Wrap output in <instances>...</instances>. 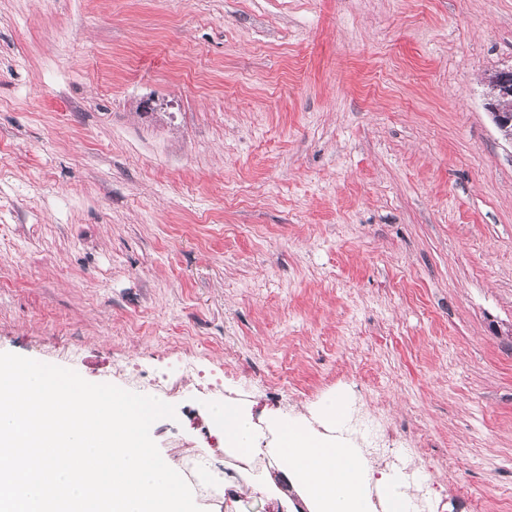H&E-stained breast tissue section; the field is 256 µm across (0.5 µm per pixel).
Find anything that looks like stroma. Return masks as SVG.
<instances>
[{"mask_svg": "<svg viewBox=\"0 0 512 512\" xmlns=\"http://www.w3.org/2000/svg\"><path fill=\"white\" fill-rule=\"evenodd\" d=\"M512 0H0V352L211 407L342 395L436 489L512 512V144L485 108ZM77 348L78 362L61 355ZM202 512H300L263 474ZM197 367L196 360L186 357L174 362L167 372L158 376V383L167 394L175 395L180 392L182 377L192 372Z\"/></svg>", "mask_w": 512, "mask_h": 512, "instance_id": "1", "label": "stroma"}]
</instances>
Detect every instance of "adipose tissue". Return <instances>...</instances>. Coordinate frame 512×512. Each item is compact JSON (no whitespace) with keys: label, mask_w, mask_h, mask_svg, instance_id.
I'll list each match as a JSON object with an SVG mask.
<instances>
[{"label":"adipose tissue","mask_w":512,"mask_h":512,"mask_svg":"<svg viewBox=\"0 0 512 512\" xmlns=\"http://www.w3.org/2000/svg\"><path fill=\"white\" fill-rule=\"evenodd\" d=\"M212 422L224 428V445L247 461L261 451L257 426L249 411L233 404H218L209 411ZM275 442L270 450L279 468L292 474L311 512H373L369 485H376L386 512H407L409 492L394 474L374 476L359 447L310 430L300 421H270Z\"/></svg>","instance_id":"obj_1"}]
</instances>
